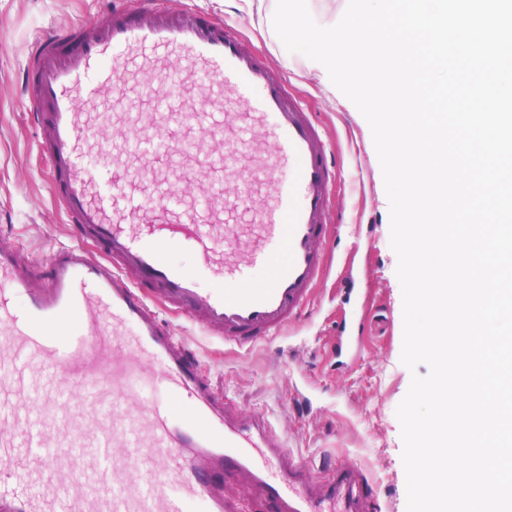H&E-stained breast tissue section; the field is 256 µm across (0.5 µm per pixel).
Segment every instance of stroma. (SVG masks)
<instances>
[{"instance_id": "35a3bbf8", "label": "stroma", "mask_w": 512, "mask_h": 512, "mask_svg": "<svg viewBox=\"0 0 512 512\" xmlns=\"http://www.w3.org/2000/svg\"><path fill=\"white\" fill-rule=\"evenodd\" d=\"M102 0H0V246L29 266H45L58 249L82 243L54 204L39 134L25 105L22 76L37 37L90 21ZM233 20L263 53L274 78H285L322 122L342 181L327 215L334 235L329 273L300 326L248 350L202 335L197 325L161 311L176 342L202 363L211 389L229 407L269 421L297 454L323 468L357 466L372 483L380 512H406L403 440L396 410L412 373L401 361L403 298L391 247L390 205L370 126L357 107L325 83L303 54L288 51L272 19ZM357 317L354 353L336 357L344 320Z\"/></svg>"}]
</instances>
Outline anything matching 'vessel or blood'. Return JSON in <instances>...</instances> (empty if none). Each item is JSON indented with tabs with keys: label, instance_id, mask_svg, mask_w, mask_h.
Masks as SVG:
<instances>
[{
	"label": "vessel or blood",
	"instance_id": "b4317fda",
	"mask_svg": "<svg viewBox=\"0 0 512 512\" xmlns=\"http://www.w3.org/2000/svg\"><path fill=\"white\" fill-rule=\"evenodd\" d=\"M124 58L141 63L132 89ZM25 86L54 202L103 257L75 245L23 273L0 248V512H235L231 481L257 492L258 512H365L373 488L354 468L320 479L265 420L219 403L150 303L241 349L301 321L327 271L338 177L319 121L236 30L155 0L135 11L111 0L89 25L43 34ZM229 88L247 112L232 111ZM134 93L148 111H131ZM84 102L107 103L97 124ZM98 124L130 133L79 151ZM258 131L268 150L236 166ZM193 182L203 195L189 197ZM258 185L257 232L227 248V215ZM275 247L286 252L276 266Z\"/></svg>",
	"mask_w": 512,
	"mask_h": 512
}]
</instances>
